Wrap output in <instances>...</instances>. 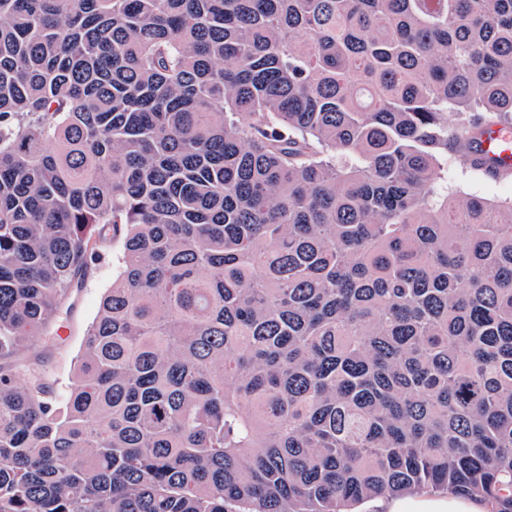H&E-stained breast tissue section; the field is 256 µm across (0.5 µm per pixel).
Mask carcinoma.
<instances>
[{"label":"carcinoma","instance_id":"1","mask_svg":"<svg viewBox=\"0 0 512 512\" xmlns=\"http://www.w3.org/2000/svg\"><path fill=\"white\" fill-rule=\"evenodd\" d=\"M510 116L512 0H0V512H512ZM482 152L495 162L512 163V146L497 133L484 135L481 144ZM448 163V191L482 197L493 201L512 199V177L494 180L476 175L460 159ZM123 242L110 241L103 248L100 258L91 266V271L81 288H75L68 304L70 313L63 319L64 333L59 348L46 352L44 365L56 381L60 391H66L72 382L74 369L84 349L85 334L95 320L103 296L112 287L121 266ZM369 502L360 505L363 510L355 512H488L484 503L435 493L378 499L372 506L381 511L365 510Z\"/></svg>","mask_w":512,"mask_h":512}]
</instances>
